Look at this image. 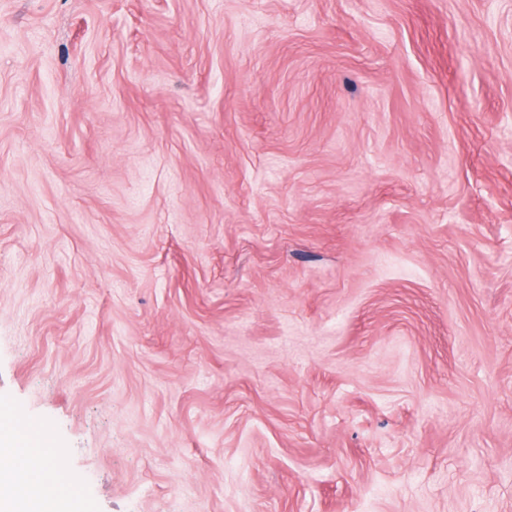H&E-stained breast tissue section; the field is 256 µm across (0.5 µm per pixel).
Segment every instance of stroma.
Instances as JSON below:
<instances>
[{"instance_id": "stroma-1", "label": "stroma", "mask_w": 512, "mask_h": 512, "mask_svg": "<svg viewBox=\"0 0 512 512\" xmlns=\"http://www.w3.org/2000/svg\"><path fill=\"white\" fill-rule=\"evenodd\" d=\"M0 413L73 512H512V0H0Z\"/></svg>"}]
</instances>
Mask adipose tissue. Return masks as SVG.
I'll return each instance as SVG.
<instances>
[{
  "label": "adipose tissue",
  "instance_id": "ef3b65f1",
  "mask_svg": "<svg viewBox=\"0 0 512 512\" xmlns=\"http://www.w3.org/2000/svg\"><path fill=\"white\" fill-rule=\"evenodd\" d=\"M64 501L47 454L20 447L16 431L0 422V512H57Z\"/></svg>",
  "mask_w": 512,
  "mask_h": 512
}]
</instances>
